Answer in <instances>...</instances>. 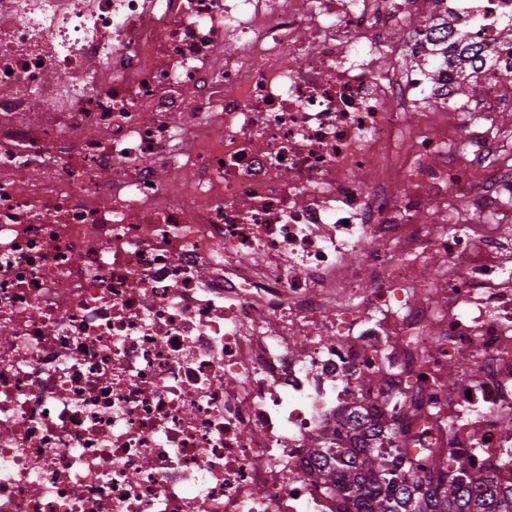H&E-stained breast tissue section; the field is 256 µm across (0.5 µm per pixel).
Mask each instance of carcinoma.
Wrapping results in <instances>:
<instances>
[{
    "mask_svg": "<svg viewBox=\"0 0 512 512\" xmlns=\"http://www.w3.org/2000/svg\"><path fill=\"white\" fill-rule=\"evenodd\" d=\"M383 432L391 438L396 427L385 430L355 417L349 446L335 430L310 449L323 482L352 504V512H512V488L498 486L490 476H473L471 464L459 466L451 478L438 461L410 470L397 449L376 447Z\"/></svg>",
    "mask_w": 512,
    "mask_h": 512,
    "instance_id": "1",
    "label": "carcinoma"
}]
</instances>
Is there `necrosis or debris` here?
Instances as JSON below:
<instances>
[{
    "label": "necrosis or debris",
    "instance_id": "obj_1",
    "mask_svg": "<svg viewBox=\"0 0 512 512\" xmlns=\"http://www.w3.org/2000/svg\"><path fill=\"white\" fill-rule=\"evenodd\" d=\"M511 19L0 0V512H342L309 450L359 407L512 487V76L452 112L464 59L390 36Z\"/></svg>",
    "mask_w": 512,
    "mask_h": 512
}]
</instances>
